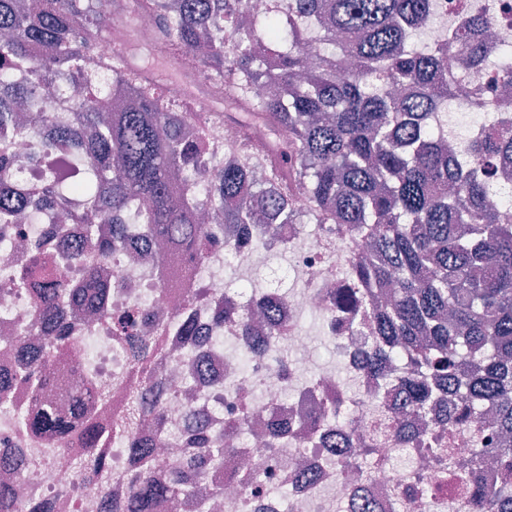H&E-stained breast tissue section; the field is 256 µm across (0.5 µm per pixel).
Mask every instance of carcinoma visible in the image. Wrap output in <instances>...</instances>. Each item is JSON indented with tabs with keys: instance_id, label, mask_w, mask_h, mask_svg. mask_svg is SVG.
Wrapping results in <instances>:
<instances>
[{
	"instance_id": "carcinoma-1",
	"label": "carcinoma",
	"mask_w": 512,
	"mask_h": 512,
	"mask_svg": "<svg viewBox=\"0 0 512 512\" xmlns=\"http://www.w3.org/2000/svg\"><path fill=\"white\" fill-rule=\"evenodd\" d=\"M430 2L291 0L285 14L271 0L265 15L249 20L248 0H133L132 8L153 20L154 40L198 63L200 92L215 81L234 88L231 104L251 102L250 133L239 139L238 153L264 159L257 181L237 160L209 153L219 128L241 125L234 113L201 116L193 111L195 92L171 98L136 55L98 52L100 29L112 14L108 0H0V33L7 34L0 39V130L22 132L23 104L36 134L32 160H70L88 172H63L24 189L14 179L9 138H0V225L16 223L34 195L44 207L77 196L90 215L76 211L71 222L85 225L104 261L115 248L107 230L121 215L141 225L143 235L199 261L216 244L213 228L198 222L203 208L257 240L307 219L329 232L348 231L364 255L344 278L341 304L353 333L376 337L364 365L379 374L401 357L418 372L388 392L384 435L394 448L422 446L408 420L396 418L420 415L432 422L435 458L453 465L446 458L454 434L476 429L485 407L494 412L489 428L512 434V210L491 195L498 161L512 153V115L491 116L467 148L444 146L432 121L452 92L448 47L426 52L413 39L430 17ZM480 26L470 19L449 35L473 64L483 60L475 39ZM37 51L87 98L66 126L51 124L42 111L46 75L35 68ZM104 75L132 96V107L112 109ZM55 236L69 263L83 260L68 232ZM188 275L160 265L161 280L173 286ZM391 283V303L366 305L371 289ZM106 290L94 264L82 280L38 287L33 309L48 326L45 348L36 359L18 360L11 381L0 384V400L15 385L40 392L59 370L71 323L87 313L108 317L119 334L137 339L143 312H112ZM164 357L160 341L141 343L134 356L140 387L117 422L132 459L127 512H156L161 502L190 494L207 461L229 452L224 434L212 432L166 474H155V439L134 427L146 420L162 427L153 361ZM91 397L110 406L109 395L88 388L72 398V412L84 415L85 453L76 468L86 488L102 493L108 433L85 412ZM334 413L335 406L322 405L308 414L314 439ZM24 427L55 447L72 432L71 420L51 402L27 416ZM487 457L500 473L491 485L480 477ZM453 482L469 512H512V444L478 449L470 467L453 472ZM0 512H18L8 483L0 484Z\"/></svg>"
}]
</instances>
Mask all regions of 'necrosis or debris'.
Returning <instances> with one entry per match:
<instances>
[{
	"label": "necrosis or debris",
	"mask_w": 512,
	"mask_h": 512,
	"mask_svg": "<svg viewBox=\"0 0 512 512\" xmlns=\"http://www.w3.org/2000/svg\"><path fill=\"white\" fill-rule=\"evenodd\" d=\"M432 17L421 29L420 43L430 47L447 40L448 30L465 18L488 21L490 40L484 68H460V48L450 49L449 63L457 67L455 92L448 99V138L465 145L481 124L488 102L494 101L492 87L502 71L500 64L512 60V0H431ZM76 200L66 207H28V219L21 228V244H0V374H9L14 363L6 352L14 345L39 352L44 333L36 324L29 286L58 275L57 267L34 256V246L50 248L53 228L70 226L73 246L82 248L86 238L80 225H68L66 210L76 209ZM223 248L210 252L196 264L192 286L205 288L195 298L193 309L202 331L200 344L191 347L179 337L167 334V326L178 320L181 288L159 281L155 261L128 262V249L139 237L134 225H127L126 239L112 254L107 297L113 309L139 308L147 312L149 338H162L170 358L157 368L163 378L161 404L164 409L163 436L159 440L157 463L168 467L191 451L192 426L207 421L210 430L224 434L231 456L209 470L208 486L220 488L213 499L200 492L176 505H164L159 512H241L244 499H254L258 512H343L357 489H365L373 512H467L465 500L450 493L440 466L424 448H394L378 444L366 451L376 422L378 403L388 387L404 377L405 363L392 365L376 374L363 365L369 343L365 336H348L332 331L339 369H312V341L302 332L304 314L322 311L327 289L346 275L360 252L356 240L334 236L322 229L307 231L293 224L276 237L261 243H239L231 228L216 225ZM288 260L289 278L299 287L290 293L268 286L250 289L241 300L224 281V263L234 260L255 272L272 270L276 254ZM274 304L282 330L267 337L262 354H255V334L239 327L242 310L257 311ZM223 313L224 323L212 327L211 318ZM70 382H81L95 371L98 389L112 402L111 413L102 414L101 426H110L127 404L129 390L138 375L132 365L128 344L118 338L110 324L99 319L72 334L66 358ZM325 399L338 400L344 428L354 447L335 454L332 448L310 447L305 418L312 407ZM36 398L15 390L9 402L0 403V456L17 452L23 459L13 476L19 485L22 504L49 503L52 512H107L110 505L128 501L129 454L125 439H108L103 450L110 466L105 494L83 488L75 462L82 444L73 439L65 448L50 447L43 439L25 433L20 417ZM283 431L278 447H268L269 429Z\"/></svg>",
	"instance_id": "necrosis-or-debris-1"
}]
</instances>
